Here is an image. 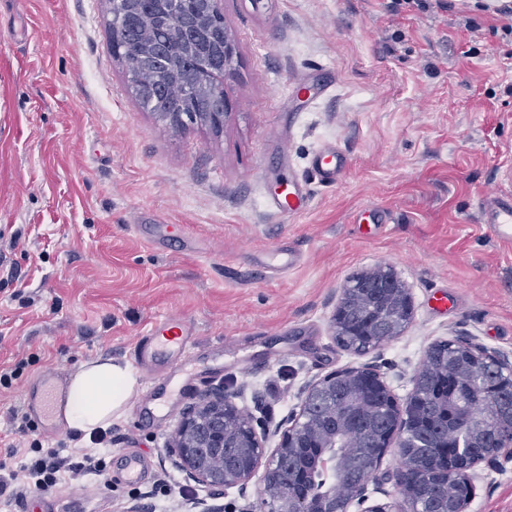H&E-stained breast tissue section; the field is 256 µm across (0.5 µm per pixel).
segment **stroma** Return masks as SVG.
Listing matches in <instances>:
<instances>
[{
    "label": "stroma",
    "instance_id": "obj_1",
    "mask_svg": "<svg viewBox=\"0 0 512 512\" xmlns=\"http://www.w3.org/2000/svg\"><path fill=\"white\" fill-rule=\"evenodd\" d=\"M224 0L237 43L222 132L176 130L144 109L114 58L106 0H0V464L31 443L104 476L63 473L43 501L67 512H123L147 497L180 512L188 482L167 446L192 395L139 425L130 407L112 440L47 436L25 417L44 371L72 374L100 355L129 362L163 317L193 326L197 390L260 394L278 422L300 387L360 365L331 318L350 278L379 265L409 288L413 315L376 353L398 397L428 348L460 336L512 357V250L481 223L479 202L512 157V0ZM336 146L350 166L333 185L311 171ZM305 185L283 219L277 182ZM300 260L264 271L266 251ZM451 297L438 308L436 295ZM146 480L116 482L127 453ZM468 512H512V461L481 463Z\"/></svg>",
    "mask_w": 512,
    "mask_h": 512
}]
</instances>
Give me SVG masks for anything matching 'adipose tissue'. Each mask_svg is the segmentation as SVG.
Here are the masks:
<instances>
[{
	"label": "adipose tissue",
	"mask_w": 512,
	"mask_h": 512,
	"mask_svg": "<svg viewBox=\"0 0 512 512\" xmlns=\"http://www.w3.org/2000/svg\"><path fill=\"white\" fill-rule=\"evenodd\" d=\"M136 385L134 369L109 357L82 364L70 377L62 419L85 437L110 425Z\"/></svg>",
	"instance_id": "1"
}]
</instances>
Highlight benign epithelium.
Returning a JSON list of instances; mask_svg holds the SVG:
<instances>
[{"label": "benign epithelium", "instance_id": "obj_1", "mask_svg": "<svg viewBox=\"0 0 512 512\" xmlns=\"http://www.w3.org/2000/svg\"><path fill=\"white\" fill-rule=\"evenodd\" d=\"M182 2L166 0L165 21L169 36L188 45V61L191 62L204 54L207 34L202 19L193 24L183 20L180 15ZM108 4L112 9V51L122 54L132 93L138 94L141 88L140 73L147 60L155 67L156 79L173 74L176 63L158 61L148 41L144 42L143 52L138 56L124 54V23L132 0H108ZM223 55L222 73L227 74L237 55L236 42L227 30L224 31ZM206 93L205 111L164 112L158 118L172 128H180L190 121L215 132L222 130L232 108L224 83L214 80ZM362 292L376 295L377 306L356 316L351 312V300ZM412 311L409 289L398 274L388 266H378L349 281L332 316V333L344 349L359 356H369L402 334ZM443 343L461 344L474 350L472 359L460 364V371L474 386L492 389L488 403H494L498 397L497 385L490 383L485 375L502 373L511 376L512 362L497 351L475 345L465 338L445 339ZM338 382L349 393V402L355 404L362 400L368 406L378 402L385 416L386 426L376 434L372 446L359 449L361 461L376 468L393 447L429 449L421 459L407 455L397 470L395 485L402 501L376 504L363 512H423V500L429 486L447 475L448 464L453 462H465L467 466L464 487L452 512H466L473 495L474 469L500 454L512 457V430L504 435L487 423L480 430L444 445L452 452L438 455L432 452L439 447L435 439L419 441L398 433L394 420L403 408L373 361L305 383L300 388L298 410L273 428L251 410L238 405L241 388L221 383L204 390L195 403L185 408L173 443L168 448V452L177 457L186 478L211 493V501L199 499L193 502V507L198 512H225L226 507L216 500L230 488L236 489L239 496L248 501L245 512H354V507L364 504L367 480L357 484L339 508L336 507V495L331 493L313 500L305 490L310 470L334 475L344 469V462L328 452L336 447V431L324 416L312 409L317 400L336 404ZM272 434L279 437V441L276 447L269 448L266 442ZM226 448L234 449L228 464L221 468L207 464L209 458L224 457ZM261 468L264 469L263 484L254 487L251 481Z\"/></svg>", "mask_w": 512, "mask_h": 512}]
</instances>
